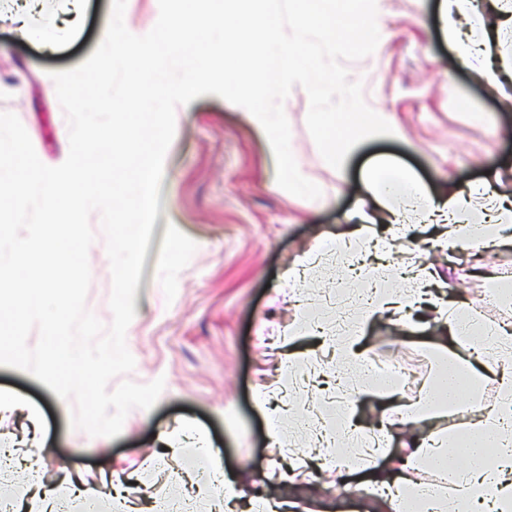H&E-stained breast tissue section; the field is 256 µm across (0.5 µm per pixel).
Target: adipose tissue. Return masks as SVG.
Returning a JSON list of instances; mask_svg holds the SVG:
<instances>
[{"label":"adipose tissue","instance_id":"1","mask_svg":"<svg viewBox=\"0 0 512 512\" xmlns=\"http://www.w3.org/2000/svg\"><path fill=\"white\" fill-rule=\"evenodd\" d=\"M497 17L489 23L474 0H440V20L448 45L459 62L476 71L495 92L503 108L512 109V67L493 58L490 48L500 42L512 22V0H492ZM44 0H0V16L16 25L20 37L52 47L68 39L85 9V0H66L65 19L46 27L40 17ZM364 202L369 211H358V221L372 223L374 213L385 214L394 236H405L415 224H447L441 248L473 250L488 243L486 223H512V199L500 195L490 180L437 198L392 158L380 156L368 165L362 181ZM447 337H435L434 346L452 338L459 351L449 357L427 396L424 410L409 409L406 425L407 453L394 478L375 476L368 484L385 499L387 512H402L405 502L420 501L422 512H512V328L486 322L477 310L458 305L443 313ZM475 383L494 379L498 399L469 409L462 432L442 428L423 432L418 428L438 398L454 396L459 374ZM433 470L438 479H418L421 469Z\"/></svg>","mask_w":512,"mask_h":512}]
</instances>
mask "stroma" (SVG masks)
<instances>
[{"instance_id":"1","label":"stroma","mask_w":512,"mask_h":512,"mask_svg":"<svg viewBox=\"0 0 512 512\" xmlns=\"http://www.w3.org/2000/svg\"><path fill=\"white\" fill-rule=\"evenodd\" d=\"M439 0H378L388 26L375 52L349 62L351 79L363 82L366 103L392 113L403 138L364 140L342 170L322 158L308 128L309 100L295 94L287 104L291 150L319 199L295 196L276 182L275 159L262 134L239 106L207 94L175 112V136L168 149L155 220L136 290V315L126 332L135 359L128 378L148 383L164 378L160 400L147 411L135 408L123 432L92 437L71 423L73 403L21 370L0 366V397L25 403L27 412L0 417V487H24L38 471L45 487L66 476L98 485L107 512H125L110 494L122 486L142 512H155L163 499L184 497L194 512H213L218 490L199 492L188 475L192 436H205L210 458L237 481L244 497L255 488L284 502L288 512H384L377 496L362 492L359 476L339 481L335 472L272 480L282 465L266 435L267 408L257 392L286 412L284 435L293 457L306 458L311 431L298 423L303 411L318 408L320 374L336 370L330 336L304 335L293 344L289 385L280 362L287 343L281 331L298 313V297L284 281L295 259L312 252L322 235H347L359 198L360 171L372 157L395 158L435 196L465 189L490 172L500 174L497 190L512 195V111L502 110L487 86L460 67L448 49L438 20ZM112 0H88L73 37L55 50L18 38L0 18V112L18 116L38 158L58 166L69 147L68 124L57 99L52 72L72 69L97 49L111 19ZM90 225L95 240L88 260L91 282L86 307L110 325V261L99 213ZM441 225L416 227L396 254L399 266L433 264L447 290L424 286L423 303L410 309L414 332L403 331L388 313L375 315L360 337L364 358L395 357L420 365L422 375L392 407L397 426L375 470L391 467L403 451L398 423L431 381L436 361L428 346L438 324L428 303L436 295L464 302L490 323H512V311L484 299L491 276L512 279V224L478 253L457 254L446 263L436 247ZM41 417L44 438L32 441L27 414Z\"/></svg>"}]
</instances>
